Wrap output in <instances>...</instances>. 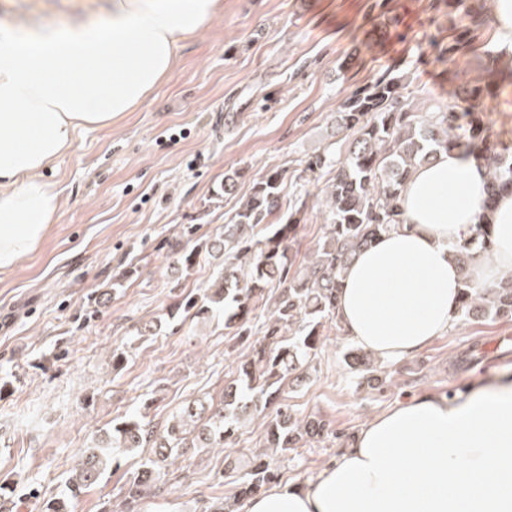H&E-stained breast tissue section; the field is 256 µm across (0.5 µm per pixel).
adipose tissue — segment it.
<instances>
[{
    "label": "adipose tissue",
    "instance_id": "ef3b65f1",
    "mask_svg": "<svg viewBox=\"0 0 512 512\" xmlns=\"http://www.w3.org/2000/svg\"><path fill=\"white\" fill-rule=\"evenodd\" d=\"M105 2L102 20L0 23V271L49 234L60 198L45 173L78 131L137 111L224 12V0ZM486 199L485 171L464 151L416 170L402 226L343 275L337 317L352 343L390 364L413 356L448 330L462 277L488 288L512 270V193L489 214ZM485 220L493 254L461 272L451 248ZM244 512H512V372L387 409L315 480L272 487Z\"/></svg>",
    "mask_w": 512,
    "mask_h": 512
}]
</instances>
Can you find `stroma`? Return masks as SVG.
Wrapping results in <instances>:
<instances>
[{"mask_svg": "<svg viewBox=\"0 0 512 512\" xmlns=\"http://www.w3.org/2000/svg\"><path fill=\"white\" fill-rule=\"evenodd\" d=\"M72 0H0V19L57 23ZM494 0H224V13L186 42L172 76L113 131L81 132L47 172L60 209L46 238L0 271V512H40L58 494L79 452L154 394L150 416L166 421L187 400L220 399L245 346L223 326L181 321L138 336L176 296L209 283L215 264L178 272L166 244L183 227L197 239L224 224L231 205L214 192L240 173L237 200L255 179L284 170V199L297 160L322 152L343 100L379 78H399L419 110L466 109L464 86L485 83L479 106L494 139L512 150V61L493 48ZM466 51L449 53L456 38ZM121 288H113L114 276ZM512 318L453 320L422 352L375 372L350 369L358 348L334 327L305 384L283 399L298 417L329 421L334 436L279 457L281 482L314 480L369 418L422 393L448 395L494 370L512 371ZM131 353L112 371L114 348ZM255 418L232 453L185 449L139 512H202L231 497L235 476L263 442ZM134 459L108 470L75 506L103 512L120 497Z\"/></svg>", "mask_w": 512, "mask_h": 512, "instance_id": "obj_1", "label": "stroma"}]
</instances>
